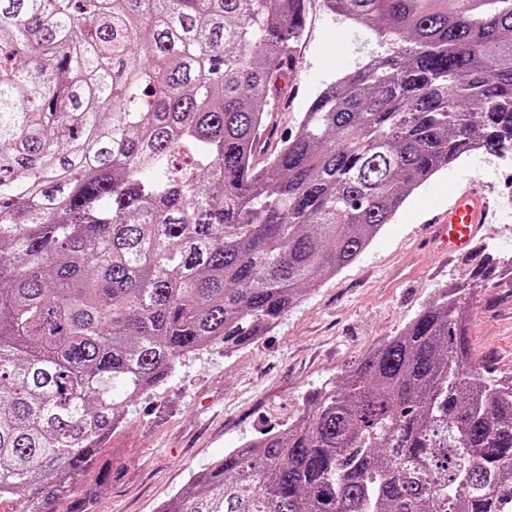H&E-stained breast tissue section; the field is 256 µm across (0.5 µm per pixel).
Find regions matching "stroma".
<instances>
[{
  "mask_svg": "<svg viewBox=\"0 0 512 512\" xmlns=\"http://www.w3.org/2000/svg\"><path fill=\"white\" fill-rule=\"evenodd\" d=\"M376 42L348 29L322 0H309L297 56L302 63L272 105L266 139L295 129L322 84L352 71ZM469 186L491 200L486 224L468 253L424 263L416 244ZM512 252V160L475 152L415 191L354 264L308 291L304 300L256 343L233 353L200 351L182 361L147 398L123 406L120 425L101 450L112 481L95 512H158L197 472L268 429H285L312 389L340 379L367 350L396 335L440 288L484 251ZM423 262L418 280L380 288L393 266ZM470 333L477 359L512 374V288L474 284Z\"/></svg>",
  "mask_w": 512,
  "mask_h": 512,
  "instance_id": "obj_1",
  "label": "stroma"
}]
</instances>
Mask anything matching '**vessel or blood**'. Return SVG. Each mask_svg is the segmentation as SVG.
<instances>
[{
    "mask_svg": "<svg viewBox=\"0 0 512 512\" xmlns=\"http://www.w3.org/2000/svg\"><path fill=\"white\" fill-rule=\"evenodd\" d=\"M489 210V199L478 191H457L444 218L430 225L429 247L437 255L453 256L467 252L480 224L485 223Z\"/></svg>",
    "mask_w": 512,
    "mask_h": 512,
    "instance_id": "obj_1",
    "label": "vessel or blood"
}]
</instances>
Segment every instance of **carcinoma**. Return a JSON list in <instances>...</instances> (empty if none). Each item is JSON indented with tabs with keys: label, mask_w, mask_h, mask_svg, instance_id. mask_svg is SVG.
<instances>
[{
	"label": "carcinoma",
	"mask_w": 512,
	"mask_h": 512,
	"mask_svg": "<svg viewBox=\"0 0 512 512\" xmlns=\"http://www.w3.org/2000/svg\"><path fill=\"white\" fill-rule=\"evenodd\" d=\"M307 0H0V499L90 512L123 402L273 330L472 151L512 156V0H323L386 48L256 159ZM158 512H505L512 375L469 280ZM98 482L74 496L75 481Z\"/></svg>",
	"instance_id": "cac0c4a2"
}]
</instances>
